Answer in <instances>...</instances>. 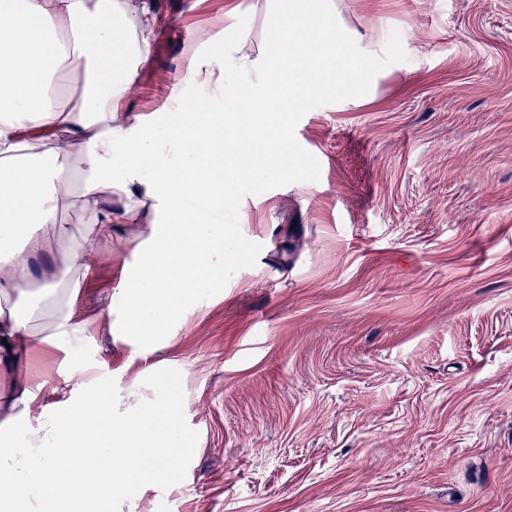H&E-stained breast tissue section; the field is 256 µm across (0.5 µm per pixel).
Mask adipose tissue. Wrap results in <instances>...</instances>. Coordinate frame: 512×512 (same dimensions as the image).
I'll return each instance as SVG.
<instances>
[{
	"label": "adipose tissue",
	"instance_id": "1",
	"mask_svg": "<svg viewBox=\"0 0 512 512\" xmlns=\"http://www.w3.org/2000/svg\"><path fill=\"white\" fill-rule=\"evenodd\" d=\"M156 28L146 0H0V360L51 350L71 365L64 382L23 371L0 391V512H101L124 488L138 449L159 461L189 445L180 428L157 427L177 413L164 375H154L151 399L114 418L109 383L84 361L92 323L111 326L115 312L85 316L86 254L113 225L137 223L148 195L162 220L150 227L117 312L150 352L201 274L223 278L225 206L243 183L271 176L240 165L244 141L280 164L293 161L290 114L347 95L394 60L364 47L330 0H276L261 55L228 29L220 53L189 57L187 75L211 93L179 98L158 139L142 114L115 120ZM162 154L169 164L146 169ZM75 205L73 232L61 216ZM63 385L70 396L33 416L40 392Z\"/></svg>",
	"mask_w": 512,
	"mask_h": 512
}]
</instances>
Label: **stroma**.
I'll list each match as a JSON object with an SVG mask.
<instances>
[{
	"mask_svg": "<svg viewBox=\"0 0 512 512\" xmlns=\"http://www.w3.org/2000/svg\"><path fill=\"white\" fill-rule=\"evenodd\" d=\"M125 112L160 130L189 56L268 0H155ZM397 64L371 92L294 113L300 159L244 184L224 224L247 251L202 278L150 354L120 329L87 359L123 412L173 379L168 475L132 473L109 512H512V0H332ZM88 258L84 310L117 300L144 225Z\"/></svg>",
	"mask_w": 512,
	"mask_h": 512,
	"instance_id": "1",
	"label": "stroma"
}]
</instances>
